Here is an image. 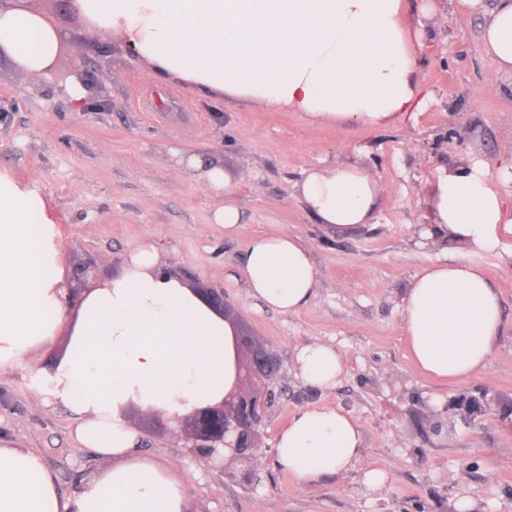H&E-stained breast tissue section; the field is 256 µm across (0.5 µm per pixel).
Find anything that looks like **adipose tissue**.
<instances>
[{
	"label": "adipose tissue",
	"instance_id": "obj_1",
	"mask_svg": "<svg viewBox=\"0 0 512 512\" xmlns=\"http://www.w3.org/2000/svg\"><path fill=\"white\" fill-rule=\"evenodd\" d=\"M483 17L481 40L498 73L512 74V0H450ZM84 30L117 38L161 83L201 95L288 108L311 118L383 127L420 105L422 46L407 0H71ZM32 0H0V51L32 76L75 40ZM184 173L228 191L218 156L172 148ZM381 190L355 163L308 169L297 199L328 233L374 223ZM421 246L458 243L485 252L512 236V157L498 172L469 161L425 190ZM249 291L292 314L314 295L317 268L297 237L249 239ZM60 236L39 188L0 174V373L55 345L54 398L71 411L77 442L100 462L70 494L43 456L0 439V512H193L192 477L144 455L124 410L183 415L222 401L235 380L234 332L158 252L133 251L120 275L67 308ZM400 328L412 357L440 380L484 368L503 328L501 300L474 265L436 264L409 284ZM300 377L322 390L343 373L341 353L314 342L298 353ZM359 422L334 407L298 412L277 437L276 462L307 481L350 469L363 453Z\"/></svg>",
	"mask_w": 512,
	"mask_h": 512
}]
</instances>
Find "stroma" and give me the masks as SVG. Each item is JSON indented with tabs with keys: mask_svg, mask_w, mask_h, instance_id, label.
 Instances as JSON below:
<instances>
[{
	"mask_svg": "<svg viewBox=\"0 0 512 512\" xmlns=\"http://www.w3.org/2000/svg\"><path fill=\"white\" fill-rule=\"evenodd\" d=\"M409 4L412 30L425 40L417 79L433 99L415 118L379 128L158 87L143 63L118 42L82 33L55 0L40 6L78 37L53 68L33 78L0 55V173L39 182L73 296L118 273L131 251L151 241L163 266L188 285L223 289L236 332L275 359L276 399L262 428L256 485L224 477L184 448L166 413L127 408L142 452L194 473V512H448L463 501L471 512H512V433L500 426L512 412V239L490 253L410 240L424 222V189L438 167L472 159L494 165L512 153V77L487 59L479 18L447 0L429 13L424 0ZM82 66L110 99L108 111L68 108L67 88ZM172 145L219 154L229 197L186 178ZM341 161L367 168L384 191L375 223L331 237L298 202L296 185L311 166ZM227 199L241 216L232 229L213 222ZM273 229L299 237L318 269L313 298L294 314L251 297L242 272L248 240ZM443 261L480 266L503 314L487 366L448 382L415 365L400 329L409 283ZM316 341L343 355L344 371L329 390L298 375V350ZM55 358L29 355L0 375V434L39 451L68 493L98 462L73 438L64 404L45 401L42 381ZM319 406L356 418L364 451L345 472L301 481L277 465L276 438L299 410ZM371 470L385 472L386 482L366 486Z\"/></svg>",
	"mask_w": 512,
	"mask_h": 512,
	"instance_id": "1",
	"label": "stroma"
}]
</instances>
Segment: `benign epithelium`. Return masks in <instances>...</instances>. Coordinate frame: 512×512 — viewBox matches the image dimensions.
<instances>
[{
	"label": "benign epithelium",
	"instance_id": "benign-epithelium-1",
	"mask_svg": "<svg viewBox=\"0 0 512 512\" xmlns=\"http://www.w3.org/2000/svg\"><path fill=\"white\" fill-rule=\"evenodd\" d=\"M196 292L210 298L213 310L230 319L224 290L198 288ZM235 348V381L224 393V401L174 415L171 420L176 424L177 438L224 470V475L235 477L227 462H240L246 466L244 479L258 484L261 477L253 458L261 447V429L274 399V389L270 388L275 377L274 360L267 350L245 336L236 337Z\"/></svg>",
	"mask_w": 512,
	"mask_h": 512
}]
</instances>
